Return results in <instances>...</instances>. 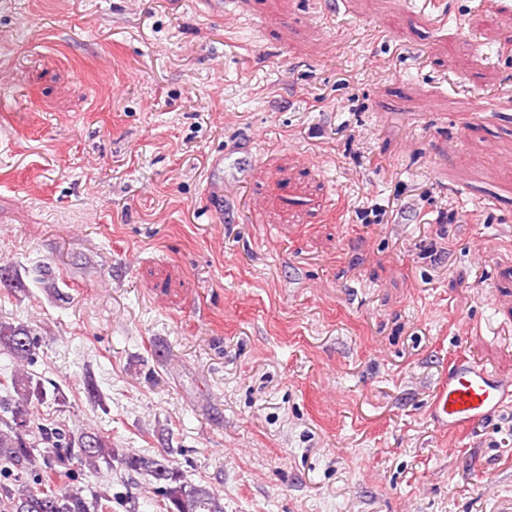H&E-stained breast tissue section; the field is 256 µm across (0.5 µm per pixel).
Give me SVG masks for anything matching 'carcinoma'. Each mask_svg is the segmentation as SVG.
Segmentation results:
<instances>
[{"mask_svg": "<svg viewBox=\"0 0 512 512\" xmlns=\"http://www.w3.org/2000/svg\"><path fill=\"white\" fill-rule=\"evenodd\" d=\"M0 347L21 366L12 375L17 398H0V500L9 512H105L112 509V495L77 492L53 487L56 477L71 478L87 468L118 462L129 472L153 478L164 512H224L221 499L208 487L185 481L167 455L129 454L112 447L109 438L95 432L80 433L62 427L38 425L27 410L31 400L46 398L42 383L22 369L33 363L36 337L23 327L0 325ZM36 431L37 437L26 439Z\"/></svg>", "mask_w": 512, "mask_h": 512, "instance_id": "obj_1", "label": "carcinoma"}]
</instances>
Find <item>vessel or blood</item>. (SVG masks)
Here are the masks:
<instances>
[{"mask_svg": "<svg viewBox=\"0 0 512 512\" xmlns=\"http://www.w3.org/2000/svg\"><path fill=\"white\" fill-rule=\"evenodd\" d=\"M510 405L512 376L459 355L435 390L430 416L448 433L458 434Z\"/></svg>", "mask_w": 512, "mask_h": 512, "instance_id": "b4317fda", "label": "vessel or blood"}]
</instances>
